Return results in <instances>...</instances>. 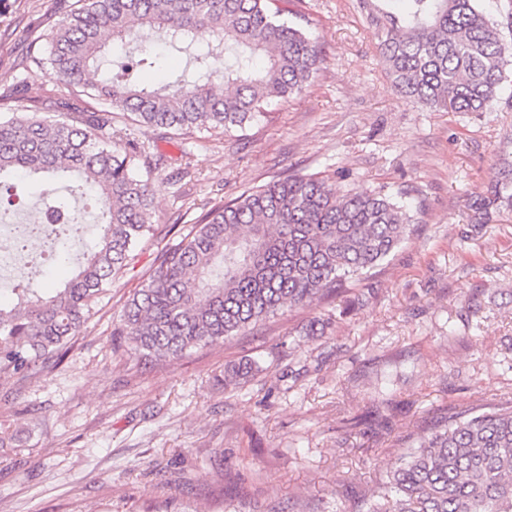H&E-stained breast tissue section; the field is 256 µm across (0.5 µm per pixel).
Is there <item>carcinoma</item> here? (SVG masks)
<instances>
[{"label":"carcinoma","mask_w":512,"mask_h":512,"mask_svg":"<svg viewBox=\"0 0 512 512\" xmlns=\"http://www.w3.org/2000/svg\"><path fill=\"white\" fill-rule=\"evenodd\" d=\"M399 19L372 9L382 60L394 88L434 111L483 112L508 81L512 40L480 0H406ZM143 29L188 53L191 79L143 86L149 57ZM125 47L108 59L107 37ZM207 36L232 57L212 67ZM43 55L30 66L104 102V110L60 103L61 120L0 117V205H12L13 179L72 178L101 214L100 234L61 288H23L0 305V375L46 367L70 347L129 253L151 231L154 192L138 175L151 166L112 109L168 136L198 127L242 128L269 99L301 93L322 62L314 40L280 19L269 0H77ZM125 142L123 151L112 140ZM407 192L367 193L289 175L202 213L181 241L156 254L112 335L143 356L174 362L253 329L285 308H310L367 279L421 231L422 210ZM512 207V160L502 155L486 193L470 202L472 223ZM256 363L231 364L224 387L252 376ZM397 469L383 475L365 512H512V398L461 407L413 440Z\"/></svg>","instance_id":"cac0c4a2"}]
</instances>
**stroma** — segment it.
<instances>
[{
    "mask_svg": "<svg viewBox=\"0 0 512 512\" xmlns=\"http://www.w3.org/2000/svg\"><path fill=\"white\" fill-rule=\"evenodd\" d=\"M319 46L298 96L244 129L135 136L157 159L155 232L112 281L55 368L0 377V512H357L398 466L406 437L449 408L512 397V208L471 221L503 150L512 151V83L484 112H437L398 95L360 0H272ZM60 0H0V96L18 109L90 105L33 71L62 18ZM145 83L175 80L184 54L154 38ZM343 191H409L422 231L375 276L313 308L284 310L251 332L173 364L138 358L112 333L158 250L215 203L281 174ZM82 236L67 257L13 285L56 288L76 270L95 218L73 201ZM322 336L299 335L313 318ZM259 367L240 387L224 367Z\"/></svg>",
    "mask_w": 512,
    "mask_h": 512,
    "instance_id": "stroma-1",
    "label": "stroma"
}]
</instances>
